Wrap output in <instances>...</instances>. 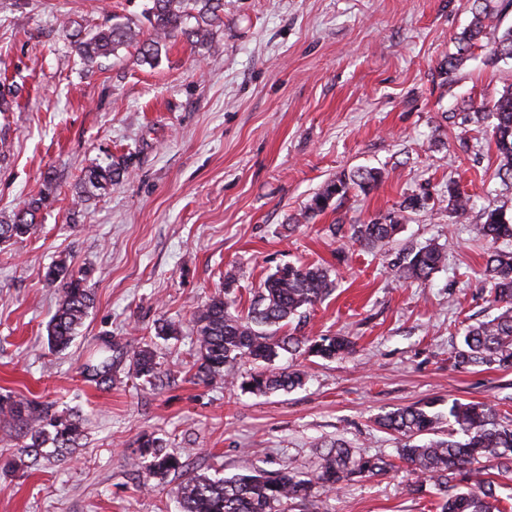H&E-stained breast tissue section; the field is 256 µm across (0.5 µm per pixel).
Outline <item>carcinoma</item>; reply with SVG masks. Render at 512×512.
<instances>
[{
	"label": "carcinoma",
	"instance_id": "cac0c4a2",
	"mask_svg": "<svg viewBox=\"0 0 512 512\" xmlns=\"http://www.w3.org/2000/svg\"><path fill=\"white\" fill-rule=\"evenodd\" d=\"M146 10L151 34L138 39L139 32L130 23L117 20L97 29H76L71 44L83 64L99 68L122 47L135 46L141 62L158 64L167 43L183 35L192 43L204 45L213 37L221 22L224 0H150ZM473 19L470 28L459 38L458 51L440 66L443 82L450 85L455 72L484 31L492 26L499 13L512 6V0H467ZM195 20L190 25L188 21ZM512 58V29L498 37L490 49V59ZM488 123L500 160L495 178L501 189L497 204L485 210V221L472 227L473 239L487 244L512 241V219L506 218L512 202V85L506 87L488 112L479 117ZM124 168L119 164L87 169L74 190L78 205L87 204L100 191L119 178ZM377 168H358L327 180L314 193L300 213L308 221L325 211L333 200L351 193L369 194L382 181ZM448 208L456 222L468 220L471 196L453 180L446 186ZM46 198L32 200L12 217L0 221V243L23 238L35 229L36 214ZM429 196L411 194L399 208L388 214V221L352 224L350 238L364 247L388 245L400 229L405 214L425 207ZM445 253L434 245L408 249L393 264L395 275L407 282L425 283L438 271ZM88 267L74 268L65 260L49 265L45 279L60 288L57 309L47 326V345L62 352L78 336L93 305L87 281ZM492 284L493 302L504 308L495 318L469 325L454 358L460 366L507 370L512 367V251L495 249L489 253L482 272ZM336 288L332 271L321 264H287L266 276L245 310H234L227 298L215 295L202 305L193 318L195 344L194 378L208 382L229 377L234 365L247 360L269 364L282 353L330 359L353 350L346 336H290L281 329L304 310L325 300ZM128 362L130 376L149 387L160 378L157 355L144 343L133 349L117 336H103L83 364L84 377L97 386L112 384V370L121 361ZM305 373L290 367L278 371L260 369L240 381L243 392L268 393L288 391L303 384ZM433 403L396 408L379 416L377 425L398 436V458L417 477L434 482L442 491L437 505L440 512H504L493 480L471 479L479 473L478 465L496 464L497 475H512V415L501 412L487 402L448 403V416L432 413ZM0 417L13 424L23 439L26 466L33 467L49 458L64 459L71 453L84 429L77 411L67 408L50 411L35 400L0 398ZM447 419L448 438L437 437L439 423ZM319 461L310 476L292 467L260 474H242L231 478L195 475L179 489L180 512H287L288 503L307 500L313 489L334 490L355 476H375L386 472L392 463L380 456L356 455L339 441L320 445ZM138 461L152 477L164 478L183 468L180 457L167 450L166 443L145 435L138 443Z\"/></svg>",
	"mask_w": 512,
	"mask_h": 512
}]
</instances>
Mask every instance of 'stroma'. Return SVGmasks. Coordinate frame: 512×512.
Listing matches in <instances>:
<instances>
[{
	"mask_svg": "<svg viewBox=\"0 0 512 512\" xmlns=\"http://www.w3.org/2000/svg\"><path fill=\"white\" fill-rule=\"evenodd\" d=\"M145 4L0 0V216L45 200L34 234L0 243V396L75 406L86 419L70 460L35 470L19 464L16 429L0 422V512H178L176 491L191 476L309 473L323 441L395 459L399 443L375 419L398 407L434 399L443 412L456 398L512 412V369L453 357L466 325L498 313L481 275L486 246L470 232L496 195L498 158L463 116L512 85V59L487 61L512 8L450 85L439 67L471 20L465 0H224V25L207 45L177 39L155 66L123 48L86 71L71 29L115 14L149 31ZM112 161L124 178L75 207L83 169ZM363 167L382 169L375 190L293 223L325 181ZM452 179L474 203L465 224L440 200ZM413 193L428 205L389 246L331 232L384 220ZM427 244L446 253L444 267L420 286L395 277L402 250ZM61 258L92 268L94 305L75 345L57 354L46 326L59 291L44 274ZM297 262L330 267L338 283L288 332L340 334L355 353L281 356L275 368L307 373L287 393L195 381L197 308L228 277L247 308L269 273ZM165 320L182 336L157 338ZM101 336L133 347L154 339L169 384L149 391L121 369L110 387L87 381L82 365ZM145 434L166 440L184 468L147 478L135 460ZM410 482L403 467L357 477L288 512H437L433 483L413 495Z\"/></svg>",
	"mask_w": 512,
	"mask_h": 512,
	"instance_id": "1",
	"label": "stroma"
}]
</instances>
